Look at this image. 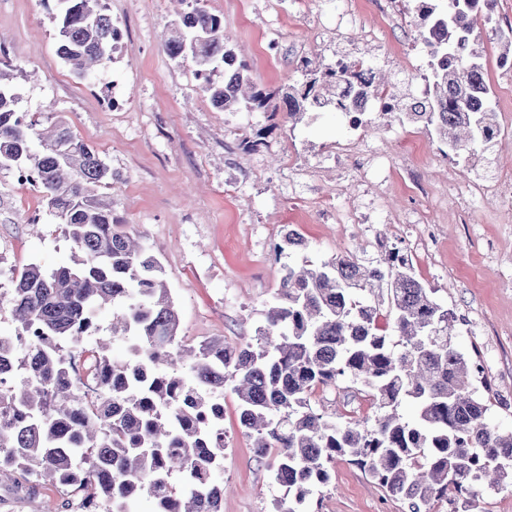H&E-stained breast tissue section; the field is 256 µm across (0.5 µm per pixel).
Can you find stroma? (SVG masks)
I'll list each match as a JSON object with an SVG mask.
<instances>
[{
    "label": "stroma",
    "instance_id": "1",
    "mask_svg": "<svg viewBox=\"0 0 512 512\" xmlns=\"http://www.w3.org/2000/svg\"><path fill=\"white\" fill-rule=\"evenodd\" d=\"M123 44L94 79L74 77L55 52L56 26L40 0H0V49L24 73L19 107L65 118L112 169V215L141 232L161 260L186 342L252 340L279 287L288 255H276L284 225L306 240L313 263L337 254L382 261L408 257L416 276L456 318L455 346L479 352L500 398L491 421L512 430V192L478 194L472 185L512 176V72L501 67L495 32L512 27V0H496L477 20L497 134L473 166L445 155L438 137L392 123L365 127L366 149L351 154L343 113L328 106L289 120L279 112H220L198 87L194 64L162 48L176 20L170 0H104ZM244 50L260 87L305 85L309 72L367 54L418 95L426 52L415 41L414 0H201ZM123 77L121 111L99 103ZM263 146L246 150L245 141ZM71 244L41 195L0 172V266L68 263ZM375 418V401L350 389H317L327 415ZM224 512H272L284 496L239 424V400L224 393ZM63 487L30 489L0 477V512H46ZM313 512H406L358 467L339 459Z\"/></svg>",
    "mask_w": 512,
    "mask_h": 512
}]
</instances>
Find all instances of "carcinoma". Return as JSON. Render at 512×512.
Here are the masks:
<instances>
[{"label": "carcinoma", "mask_w": 512, "mask_h": 512, "mask_svg": "<svg viewBox=\"0 0 512 512\" xmlns=\"http://www.w3.org/2000/svg\"><path fill=\"white\" fill-rule=\"evenodd\" d=\"M56 53L79 79L112 59L118 28L103 0H52ZM179 19L165 48L191 60L200 89L220 112H267L274 93L256 87L199 0H176ZM415 39L427 51V90L402 94L384 78L357 88L387 121L434 131L459 157L486 151L495 114L476 18L494 0H415ZM366 65L328 67L299 95L283 96L288 117L313 107L347 112L334 88ZM15 74L0 68V171L25 172L71 242L72 264L0 269L13 283L15 346L0 339V471L36 485L70 486L106 512H223L224 387L239 421L288 495L273 512H309L331 482L337 457L365 470L410 512L449 502L471 512L479 489L512 482V430L488 420L491 387L478 361L452 344L455 316L393 251L376 265L338 254L319 265L284 266L275 303L255 341L179 338L180 318L158 257L112 218V169L61 117L26 119ZM305 249L288 229L277 253ZM112 306L106 335L96 312ZM95 344L84 347L87 337ZM128 343L112 355V341ZM349 384L381 415L332 420L314 409L318 387ZM405 405L413 414H403ZM178 482H173V478Z\"/></svg>", "instance_id": "obj_1"}]
</instances>
